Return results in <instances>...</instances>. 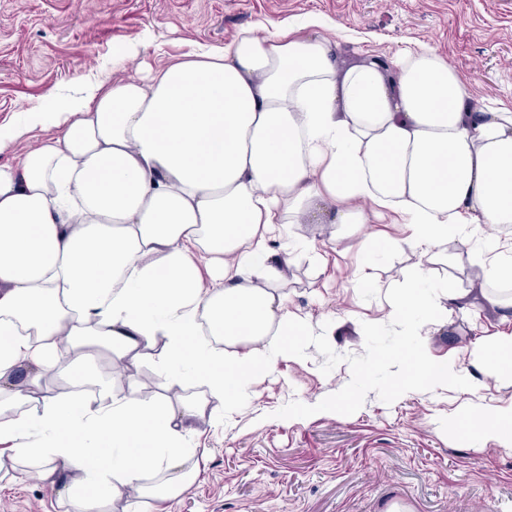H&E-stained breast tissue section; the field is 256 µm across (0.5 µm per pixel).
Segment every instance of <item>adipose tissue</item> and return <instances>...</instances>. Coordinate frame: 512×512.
<instances>
[{
	"instance_id": "1",
	"label": "adipose tissue",
	"mask_w": 512,
	"mask_h": 512,
	"mask_svg": "<svg viewBox=\"0 0 512 512\" xmlns=\"http://www.w3.org/2000/svg\"><path fill=\"white\" fill-rule=\"evenodd\" d=\"M61 111L58 136L0 164V474L39 469L72 512H165L197 478V422L303 335L277 228L398 217L396 247L436 256L467 229L495 250L512 224V109L474 111L425 45L344 66L327 37L259 27ZM503 267L479 265L445 313L512 323L489 287ZM102 357L156 358L209 396L117 394Z\"/></svg>"
}]
</instances>
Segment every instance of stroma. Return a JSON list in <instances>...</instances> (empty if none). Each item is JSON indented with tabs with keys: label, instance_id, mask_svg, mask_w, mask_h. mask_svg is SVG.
Instances as JSON below:
<instances>
[{
	"label": "stroma",
	"instance_id": "1",
	"mask_svg": "<svg viewBox=\"0 0 512 512\" xmlns=\"http://www.w3.org/2000/svg\"><path fill=\"white\" fill-rule=\"evenodd\" d=\"M339 43L354 64L372 55L392 62L427 45L468 86L475 110L512 108V0H0V164H17L40 140L59 135L57 107L109 74L143 76L203 49H220L243 30L302 27ZM45 107L42 127L23 131L29 107ZM404 224L341 226L317 242L319 260L296 250L289 309L313 330H326L335 352H364L362 325L390 322L387 290L408 270L466 287L478 236L449 239L444 256L426 261L399 251ZM368 273V286L352 280ZM503 328L487 316L455 317L423 334L435 360L455 354L469 390L411 391L392 404L369 392L351 415L331 412L279 419L297 400L314 405L343 388L347 364L322 374L325 358L279 356L272 371L248 383L236 406L213 427L199 424L193 446L205 449L192 488L168 512H512V449L487 432L459 435L458 417L512 403V382L478 357ZM0 512H71L35 469L0 481Z\"/></svg>",
	"mask_w": 512,
	"mask_h": 512
}]
</instances>
